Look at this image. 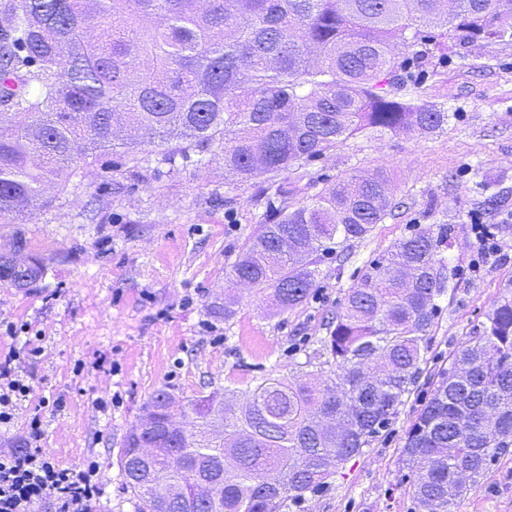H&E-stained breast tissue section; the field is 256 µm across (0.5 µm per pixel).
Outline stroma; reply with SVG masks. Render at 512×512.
Returning a JSON list of instances; mask_svg holds the SVG:
<instances>
[{
    "label": "stroma",
    "mask_w": 512,
    "mask_h": 512,
    "mask_svg": "<svg viewBox=\"0 0 512 512\" xmlns=\"http://www.w3.org/2000/svg\"><path fill=\"white\" fill-rule=\"evenodd\" d=\"M449 61L428 81L432 100L453 118L443 134H358L307 166L303 179L285 171L294 205L309 204L326 186L377 169L392 177L403 201L350 250L347 261L323 258L308 301L280 311L270 291L231 282V264L256 233L261 178L224 181V165L172 169L132 166L105 153L81 165L64 193L48 191L23 216H0V253L22 244L43 264L26 289L0 282V361L31 387L0 449L24 445L40 416L41 452L81 472L95 461L103 493L95 512H135L122 488L119 451L139 425L155 391L188 402L227 386L246 388L273 363L288 367L322 335L365 266L387 253L415 225L447 224L457 268L441 303L428 362L388 430L341 465L323 492L296 512H418L400 486L406 432L422 410L450 355L502 301L512 300V44L450 46ZM494 180L501 209L484 213L478 186ZM494 234L485 250L478 225ZM235 311L213 314L216 304ZM27 325L39 355L7 326ZM454 512H512V448L459 498Z\"/></svg>",
    "instance_id": "obj_1"
}]
</instances>
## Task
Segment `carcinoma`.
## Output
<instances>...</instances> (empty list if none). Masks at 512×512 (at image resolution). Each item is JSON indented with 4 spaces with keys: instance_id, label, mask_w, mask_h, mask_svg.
I'll list each match as a JSON object with an SVG mask.
<instances>
[{
    "instance_id": "obj_1",
    "label": "carcinoma",
    "mask_w": 512,
    "mask_h": 512,
    "mask_svg": "<svg viewBox=\"0 0 512 512\" xmlns=\"http://www.w3.org/2000/svg\"><path fill=\"white\" fill-rule=\"evenodd\" d=\"M512 42L496 0H8L0 8V214L49 184L65 191L97 153L136 165L224 161V182L266 175L265 211L232 281L304 304L324 255L349 257L399 207L383 170L345 177L295 208L280 174L357 132L448 129L428 98L445 40ZM165 149L151 159L143 146ZM451 228L418 227L365 267L289 375L187 403L195 430L170 423L156 391L119 454L136 512H285L322 489L387 429L419 378L440 302L456 276ZM43 274L0 262V282ZM512 447V300L463 341L403 447L421 512H452ZM142 448L153 453L136 457ZM210 486L206 497L178 486Z\"/></svg>"
}]
</instances>
